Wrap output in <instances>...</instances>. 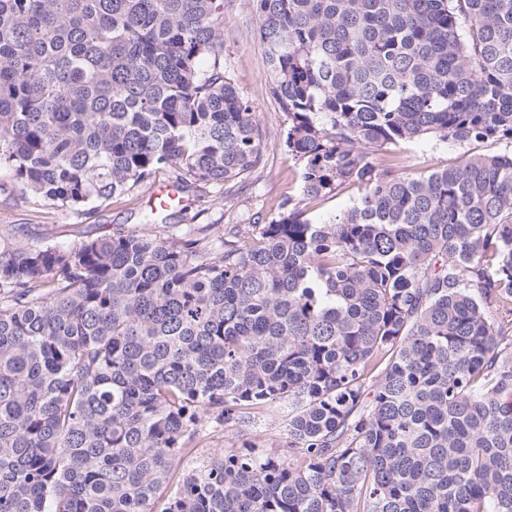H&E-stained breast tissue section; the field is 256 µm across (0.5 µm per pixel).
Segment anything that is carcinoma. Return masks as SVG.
I'll return each mask as SVG.
<instances>
[{
    "label": "carcinoma",
    "mask_w": 512,
    "mask_h": 512,
    "mask_svg": "<svg viewBox=\"0 0 512 512\" xmlns=\"http://www.w3.org/2000/svg\"><path fill=\"white\" fill-rule=\"evenodd\" d=\"M298 194L0 239V512H512V0H256ZM224 0H0V170L90 208L263 160ZM432 137L504 142L408 172ZM343 212H312L347 188ZM0 184V191L9 189ZM286 412L173 480L206 429Z\"/></svg>",
    "instance_id": "obj_1"
}]
</instances>
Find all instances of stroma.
Segmentation results:
<instances>
[{"mask_svg": "<svg viewBox=\"0 0 512 512\" xmlns=\"http://www.w3.org/2000/svg\"><path fill=\"white\" fill-rule=\"evenodd\" d=\"M256 28L252 0H224V65L241 94L249 100L264 132L262 164L236 183L231 198H224L217 186H202L198 196L188 200L186 210L171 211L168 221L176 229H184L191 222L249 224L256 214L270 215L282 198L298 192L299 168L283 145L288 120L268 92L266 66L255 37ZM504 149V144L492 141L460 146L424 139L405 146L398 162L413 169L433 170L454 164L466 151L497 153ZM151 191L148 185L137 188L135 193L114 198L88 214L62 209L30 195L0 192V238L13 237L19 228L39 224L52 229L55 240L63 244L107 235L113 225L140 224L142 215L150 210ZM256 428L266 431L268 451H277L285 435V425L282 419L268 417L256 420L250 427H227L204 435L192 451L195 461L208 459L218 448L241 447Z\"/></svg>", "mask_w": 512, "mask_h": 512, "instance_id": "stroma-1", "label": "stroma"}]
</instances>
